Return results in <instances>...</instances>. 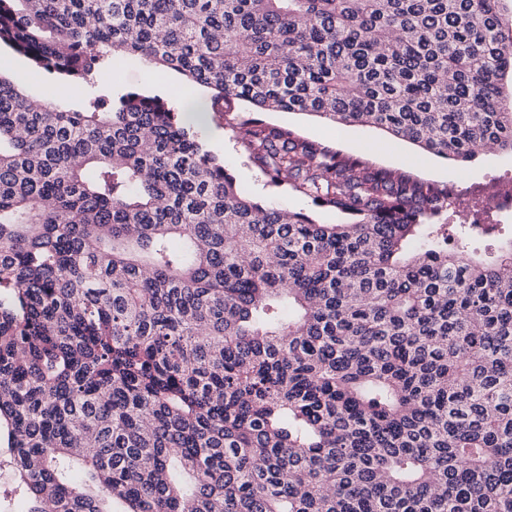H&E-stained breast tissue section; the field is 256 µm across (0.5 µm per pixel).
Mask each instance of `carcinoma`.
Listing matches in <instances>:
<instances>
[{
  "mask_svg": "<svg viewBox=\"0 0 512 512\" xmlns=\"http://www.w3.org/2000/svg\"><path fill=\"white\" fill-rule=\"evenodd\" d=\"M504 0H0V50L139 55L224 113L512 151ZM241 195L176 108L0 77V429L27 512H512V239L402 168L242 116Z\"/></svg>",
  "mask_w": 512,
  "mask_h": 512,
  "instance_id": "1",
  "label": "carcinoma"
}]
</instances>
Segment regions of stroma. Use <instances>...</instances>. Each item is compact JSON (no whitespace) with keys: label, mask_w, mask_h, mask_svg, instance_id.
<instances>
[{"label":"stroma","mask_w":512,"mask_h":512,"mask_svg":"<svg viewBox=\"0 0 512 512\" xmlns=\"http://www.w3.org/2000/svg\"><path fill=\"white\" fill-rule=\"evenodd\" d=\"M0 76L45 101L50 100L58 88L57 83L36 74L24 57L6 50L0 51ZM99 82L112 85L117 92L137 91L157 96L184 109L187 124L199 132L207 150L223 159L225 168L245 196L266 207L307 213L325 224L343 222V215L313 207L288 186L273 185L260 173L233 139L223 113L212 111V90L192 84L174 72L164 76L155 74L151 62L132 55L116 59L112 71L102 74ZM263 118L267 123L292 128L330 147L364 156L373 164L402 167L440 183L455 180L473 188L497 178L512 177V153L506 151L485 152L471 161L455 164L427 154L415 144L391 137L374 127L347 125L339 128L316 116L289 112H267Z\"/></svg>","instance_id":"35a3bbf8"}]
</instances>
